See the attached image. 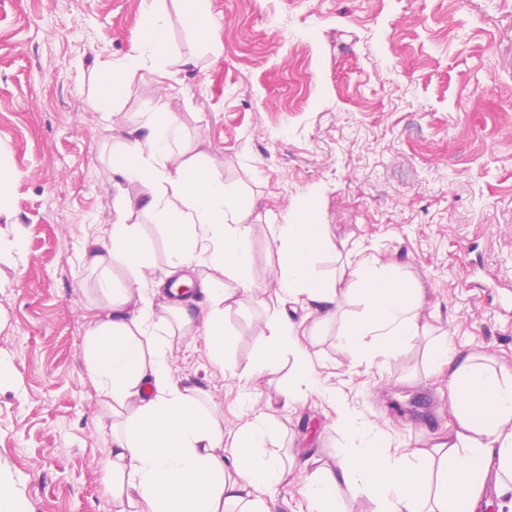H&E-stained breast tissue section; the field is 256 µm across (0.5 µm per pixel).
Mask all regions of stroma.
<instances>
[{"instance_id":"1","label":"stroma","mask_w":512,"mask_h":512,"mask_svg":"<svg viewBox=\"0 0 512 512\" xmlns=\"http://www.w3.org/2000/svg\"><path fill=\"white\" fill-rule=\"evenodd\" d=\"M166 52L138 69L112 115L97 76L133 55L141 0H0V476L28 512H115L104 480L112 418L86 366L83 341L107 308L98 272L80 255L113 219V144L151 109L176 113L178 148L205 153L211 172L251 207V298L224 314L225 374L204 335L172 336L174 375L209 390L225 431L243 417L242 394L265 410L278 381L252 378L267 337L262 299L276 287L271 227L287 212L328 225L403 264L424 294L425 334L380 365L338 350L362 310L344 304L316 328L303 310L331 384L396 445L423 448L449 418L448 376L431 372L434 344L487 355L512 374V0H209L212 43L179 0L165 2ZM195 66L181 67L184 58ZM172 72L169 89L156 70ZM155 268L166 227L134 211ZM271 443L291 462L275 512H296L315 461L334 463L349 438L336 412L311 395L278 410Z\"/></svg>"}]
</instances>
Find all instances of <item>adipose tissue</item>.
Wrapping results in <instances>:
<instances>
[{"instance_id":"obj_1","label":"adipose tissue","mask_w":512,"mask_h":512,"mask_svg":"<svg viewBox=\"0 0 512 512\" xmlns=\"http://www.w3.org/2000/svg\"><path fill=\"white\" fill-rule=\"evenodd\" d=\"M142 8L147 22L135 55L99 68L102 84L116 95L129 91L131 73L145 58L167 47L161 0H142ZM177 132L175 113L150 111L142 130L113 151L112 181L137 180L147 192L136 202L115 200L114 220L103 229L100 248L82 258L101 270L98 292L109 307L84 338L86 365L110 412L128 414L112 437L105 479L117 512H273L271 492L288 474L284 457L265 447L279 428L274 413L249 415L234 432H224L203 406L202 389L180 385L173 374L172 328L185 335L203 331L211 360L225 365L224 306L253 291L250 209L207 168L172 148ZM136 207L159 215L167 227L163 272H156L137 225L129 221ZM275 241L276 289L263 303L259 330L270 342L253 374L275 373L281 357L291 355L293 378L279 388L283 407L320 395L335 409L341 432L357 440L335 464H320L306 479L300 489L306 512H345L346 501L358 496L377 501L379 512H478L490 479L500 512H512V380L485 358L456 359L447 341H440L433 365L452 369V422L431 447H393L325 385L320 360L301 342L300 326L286 307L303 304L320 325L357 300L362 312L348 323L340 349L352 361L371 362L394 356L418 336L422 290L379 255L350 247L345 239L332 241L327 225L307 215L288 214L276 227ZM331 248L345 253L347 264L327 284L316 277L313 260ZM116 261L128 271L123 288L110 275ZM194 264L210 270L201 287L211 311L200 325L187 302L158 297L159 286Z\"/></svg>"}]
</instances>
